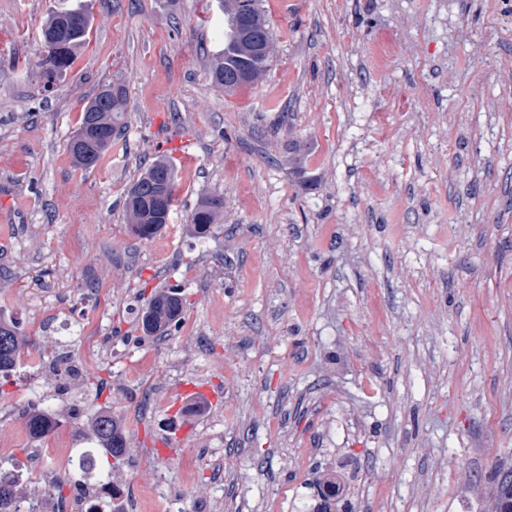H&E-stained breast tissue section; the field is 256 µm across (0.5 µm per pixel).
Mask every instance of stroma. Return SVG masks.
<instances>
[{
	"instance_id": "1",
	"label": "stroma",
	"mask_w": 512,
	"mask_h": 512,
	"mask_svg": "<svg viewBox=\"0 0 512 512\" xmlns=\"http://www.w3.org/2000/svg\"><path fill=\"white\" fill-rule=\"evenodd\" d=\"M82 3L90 41L46 89L60 0H0V314L43 359L0 375L20 505L71 512L84 483L13 434L35 402L76 451L112 412V483L151 512H297L340 456L354 512H479L469 487L512 467V0H263L272 65L229 95L218 0ZM115 81L125 127L75 167L81 107ZM160 156L178 202L145 241L125 193ZM209 195L224 220L202 240ZM172 286L179 326L144 335ZM189 379L220 399L161 457ZM224 216V198L207 196L196 207L191 222L194 224L198 237L205 239L211 236L215 224H219ZM184 311L179 288H168L155 294L141 316L143 331L151 336H167L171 324H176Z\"/></svg>"
}]
</instances>
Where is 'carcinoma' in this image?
Returning a JSON list of instances; mask_svg holds the SVG:
<instances>
[{
    "mask_svg": "<svg viewBox=\"0 0 512 512\" xmlns=\"http://www.w3.org/2000/svg\"><path fill=\"white\" fill-rule=\"evenodd\" d=\"M224 10V48L214 57L210 76L212 82L231 94L253 85L269 70L273 54H258L259 40L274 44V34L262 7V0H220ZM90 15L80 9L57 11L45 23V50L39 61L40 76L46 85L55 83L75 62V50L89 37ZM123 86L102 89L81 109L79 126L68 141L74 166L90 168L97 164L112 145V138L125 127ZM178 180L173 169L161 157L152 161L129 188L125 208L131 219L132 232L149 241L168 223L176 200ZM224 216V197L207 196L192 214L198 237L205 239ZM183 298L178 288L155 294L141 316L143 331L151 336L168 335L169 327L183 314ZM26 341L12 319L0 315V373L14 370L24 354ZM29 434L35 439L48 436L56 427L52 412L41 405H32L25 414ZM93 430L104 454L92 453V469L99 479H108L112 466L126 454V440L111 413L96 417ZM24 473L15 467L0 464V512H18L15 507L17 487ZM320 504L307 503L302 512H336L344 493L339 478L319 473ZM485 501L484 512H512V468H499L488 483L478 487Z\"/></svg>",
    "mask_w": 512,
    "mask_h": 512,
    "instance_id": "obj_1",
    "label": "carcinoma"
}]
</instances>
